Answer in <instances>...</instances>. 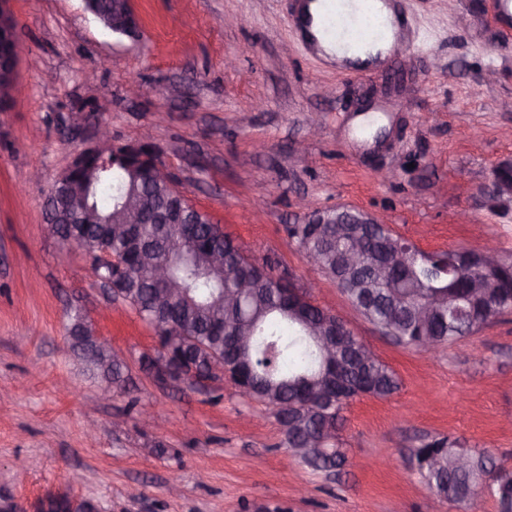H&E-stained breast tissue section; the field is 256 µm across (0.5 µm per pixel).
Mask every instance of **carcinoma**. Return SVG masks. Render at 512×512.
I'll use <instances>...</instances> for the list:
<instances>
[{
	"label": "carcinoma",
	"instance_id": "1",
	"mask_svg": "<svg viewBox=\"0 0 512 512\" xmlns=\"http://www.w3.org/2000/svg\"><path fill=\"white\" fill-rule=\"evenodd\" d=\"M129 199L143 210L180 205L166 183L145 182L136 187L131 172L116 164L97 172L86 198L71 203L69 217L61 216L60 206L50 199L45 201L44 216L59 217L55 228L62 240H68L71 230L79 226L84 235L75 242L76 247L88 252L108 250L118 258L114 269L95 267L94 273L100 280L112 272L117 274L112 280V297L127 303L163 337L165 325L155 315L157 285L136 251L140 242L149 243L154 262L165 267L181 288L180 296L167 302L161 312L194 339L187 346L191 359L204 369L220 363L230 370L232 363H238V383L242 386L239 394L274 409L287 447L315 470L340 469L347 461L337 438L344 406L349 398L360 394L391 397L400 388L394 371L376 358L364 370L349 373L346 386L332 392L331 398L323 401L304 397L314 388L329 392L323 356L301 323L276 309L287 284L275 263L250 256L220 225L195 211L190 212L196 220L191 240L182 239L177 224H141L131 234L126 225L110 222L114 212ZM286 232L308 261L338 282L356 310L375 327L389 328L406 346L421 339L433 347L445 345L512 311V267L507 264L499 268L496 286L489 289L498 300L494 309L481 300L463 305V312L455 317L444 313L420 323L415 319V308L421 299L444 286L463 287L461 280L446 277L445 265H453V252H415L417 259L410 270L394 271L392 287L384 288L372 279L369 261L357 272L336 267V256L348 247L347 241L336 235V225L290 224ZM210 251L222 254L224 265L208 266L206 255ZM445 255L450 262H445ZM247 268L252 288L231 307L224 303V297L235 289ZM237 323L254 324L255 335L243 340L224 331L225 325ZM67 333L72 349L88 365L113 387L123 386L127 364L122 359L107 362L110 345L100 339L92 341L84 332L81 317L70 320ZM463 450L471 464L458 468L455 459ZM410 456L419 462L420 475L439 499L461 504L488 491L495 497L499 512H512V472L495 467L488 451L466 449L455 440L438 438L410 449Z\"/></svg>",
	"mask_w": 512,
	"mask_h": 512
}]
</instances>
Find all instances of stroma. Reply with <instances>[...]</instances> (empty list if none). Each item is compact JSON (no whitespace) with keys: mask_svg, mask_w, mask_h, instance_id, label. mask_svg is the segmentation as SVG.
<instances>
[{"mask_svg":"<svg viewBox=\"0 0 512 512\" xmlns=\"http://www.w3.org/2000/svg\"><path fill=\"white\" fill-rule=\"evenodd\" d=\"M399 3L408 44L361 79L306 53L287 23L294 0H132L136 40L112 36L84 0H8L28 54L24 92L0 113V496L23 512L48 496L100 512H497L486 493L437 500L409 450L446 437L512 471V314L417 351L381 335L285 232L350 206L427 254L491 241L512 259V220L474 203L512 160V16L500 0ZM135 82L156 94L131 97ZM365 109L378 118L370 138L352 124ZM86 114L117 143L152 128L190 202L311 285L396 373L397 393L343 410L339 473L306 466L270 411L230 383L181 390L143 370L153 330L43 220L51 186L89 143L63 130ZM77 311L126 361L129 391L100 399L102 379L67 340ZM147 411L163 430L142 428Z\"/></svg>","mask_w":512,"mask_h":512,"instance_id":"stroma-1","label":"stroma"}]
</instances>
